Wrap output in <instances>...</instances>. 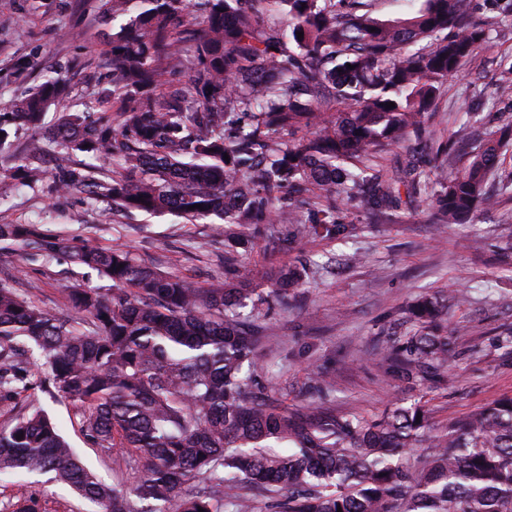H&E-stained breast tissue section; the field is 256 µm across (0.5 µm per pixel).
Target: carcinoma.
Returning a JSON list of instances; mask_svg holds the SVG:
<instances>
[{
    "label": "carcinoma",
    "instance_id": "1",
    "mask_svg": "<svg viewBox=\"0 0 512 512\" xmlns=\"http://www.w3.org/2000/svg\"><path fill=\"white\" fill-rule=\"evenodd\" d=\"M245 2L101 0L113 117L63 112L40 134L68 94L62 74L45 76L0 107V158L18 128L33 131L12 176L42 181L51 152L60 191L175 213L239 244L269 224L268 245L284 252L351 233L337 221L340 191L390 221L401 191L422 193L413 138L429 132L442 85L486 42L471 0H421L395 21L358 13L360 0H270L281 28ZM187 98L195 111H184ZM511 146L508 120L457 157L431 187L436 223L465 224L499 205L488 175ZM393 149L405 156L397 176L376 169ZM2 241L46 258L62 250L28 224H0ZM69 259L111 280L112 294L74 288L71 313L57 316L0 281V403L9 406L0 474L62 482L91 512H512V397L434 433L417 405L370 419L330 403L288 411L250 386L263 336L237 309L282 302L304 267L248 270L236 288L221 278L198 286L95 243ZM257 280L278 287L259 292ZM410 314L413 334L389 339L379 360L435 381L448 363V300L424 297ZM39 389L72 403L90 446L143 463L135 497L82 463L30 400ZM190 481L201 487L183 492ZM246 484L262 487L264 505L241 493ZM11 507L43 512L24 491Z\"/></svg>",
    "mask_w": 512,
    "mask_h": 512
}]
</instances>
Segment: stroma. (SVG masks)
Returning <instances> with one entry per match:
<instances>
[{
	"mask_svg": "<svg viewBox=\"0 0 512 512\" xmlns=\"http://www.w3.org/2000/svg\"><path fill=\"white\" fill-rule=\"evenodd\" d=\"M487 20V47L465 61L449 78L433 110L434 137L421 140L423 160H432L447 138L468 151L512 117V94L501 91L512 75V0H472ZM18 21L19 30L0 28V102L68 68L70 93L50 107L47 123L74 110L102 111L98 92L108 81L104 26L97 0H0V18ZM24 59L29 68L16 73ZM495 209L467 224H435L431 201L402 200L398 218L372 223L366 210L340 204L339 221L352 223L349 237L306 239L285 252L265 248L262 240L237 245L212 237L209 225L191 224L164 214H115L78 192H59L52 179L29 188L0 170V224H32L61 235L65 253L45 260L33 251L0 242V280L54 313L67 308L70 288L112 283L75 266L68 251L90 239L132 252L142 264L175 272L205 285L223 277L225 253L240 267L274 268L306 263L309 275L296 300L271 309H244L247 322L260 329L264 355L253 385L280 407L329 402L343 413L371 418L398 404H418L433 429L471 416L490 403L512 396V252L499 233L512 223V188L501 191ZM448 300L452 350L438 381L409 382L380 369L375 350L388 337L408 335L405 317L421 297ZM34 400L63 427L85 463L124 491L143 475L140 462L113 463L84 441L71 404L35 392ZM36 494L44 512H84L68 487L42 476L0 475V512L19 488Z\"/></svg>",
	"mask_w": 512,
	"mask_h": 512,
	"instance_id": "1",
	"label": "stroma"
}]
</instances>
